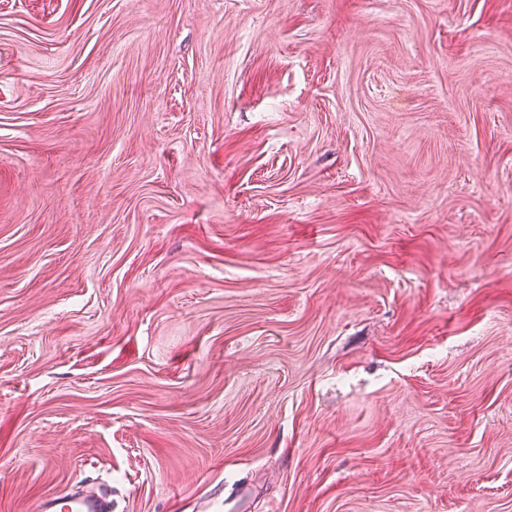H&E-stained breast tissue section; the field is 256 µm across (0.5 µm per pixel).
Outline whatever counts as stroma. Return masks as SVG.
Instances as JSON below:
<instances>
[{
    "mask_svg": "<svg viewBox=\"0 0 512 512\" xmlns=\"http://www.w3.org/2000/svg\"><path fill=\"white\" fill-rule=\"evenodd\" d=\"M512 512V0H0V512ZM109 504L103 496L66 489L41 498L34 512H109L112 511Z\"/></svg>",
    "mask_w": 512,
    "mask_h": 512,
    "instance_id": "stroma-1",
    "label": "stroma"
}]
</instances>
